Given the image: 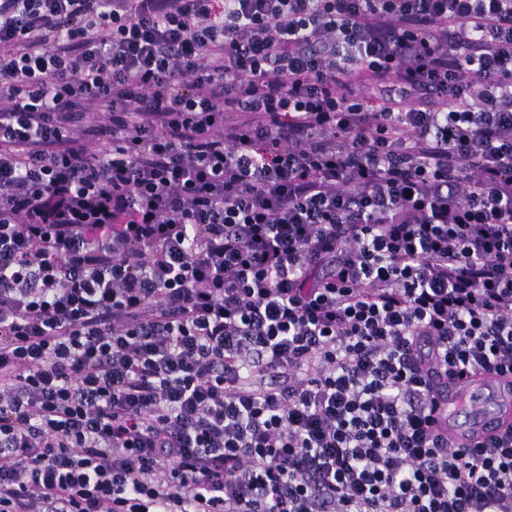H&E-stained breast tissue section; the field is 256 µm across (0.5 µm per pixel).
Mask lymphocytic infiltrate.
<instances>
[{
	"instance_id": "1",
	"label": "lymphocytic infiltrate",
	"mask_w": 512,
	"mask_h": 512,
	"mask_svg": "<svg viewBox=\"0 0 512 512\" xmlns=\"http://www.w3.org/2000/svg\"><path fill=\"white\" fill-rule=\"evenodd\" d=\"M512 0H0V512H512ZM434 427L448 433L451 446L478 448L503 433L512 421L510 379L467 372L448 382V401L439 400Z\"/></svg>"
}]
</instances>
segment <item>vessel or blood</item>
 Wrapping results in <instances>:
<instances>
[{
	"instance_id": "1",
	"label": "vessel or blood",
	"mask_w": 512,
	"mask_h": 512,
	"mask_svg": "<svg viewBox=\"0 0 512 512\" xmlns=\"http://www.w3.org/2000/svg\"><path fill=\"white\" fill-rule=\"evenodd\" d=\"M436 429L447 433L451 446L477 448L512 424V380L468 372L448 383V396L433 414Z\"/></svg>"
}]
</instances>
